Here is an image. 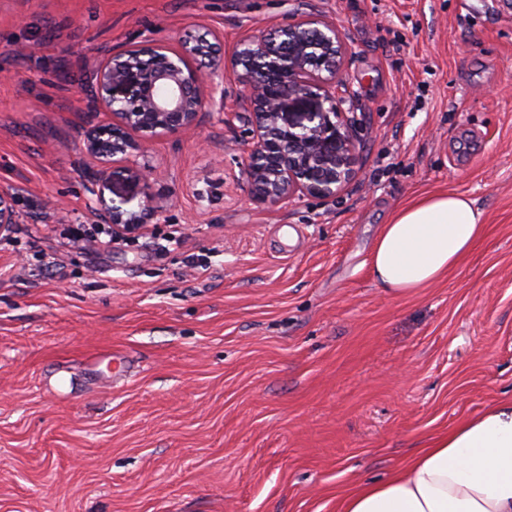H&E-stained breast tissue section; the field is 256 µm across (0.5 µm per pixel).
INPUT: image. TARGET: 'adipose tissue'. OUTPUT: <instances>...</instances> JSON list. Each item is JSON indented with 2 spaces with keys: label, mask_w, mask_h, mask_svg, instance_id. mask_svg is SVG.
Segmentation results:
<instances>
[{
  "label": "adipose tissue",
  "mask_w": 512,
  "mask_h": 512,
  "mask_svg": "<svg viewBox=\"0 0 512 512\" xmlns=\"http://www.w3.org/2000/svg\"><path fill=\"white\" fill-rule=\"evenodd\" d=\"M484 235L482 213L458 193L421 197L382 225L374 279L395 296L429 287L459 266ZM341 512H512V399L463 418L380 481L341 498Z\"/></svg>",
  "instance_id": "1"
}]
</instances>
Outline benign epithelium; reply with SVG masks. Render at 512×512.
<instances>
[{"mask_svg": "<svg viewBox=\"0 0 512 512\" xmlns=\"http://www.w3.org/2000/svg\"><path fill=\"white\" fill-rule=\"evenodd\" d=\"M194 51L132 44L109 53L93 75L86 111L103 112L109 121L85 130L83 149L100 161L95 181L121 188L101 216L115 240L136 233L160 211L148 195L153 169L135 160L142 142L182 135L198 126L202 113L224 111V89L189 62ZM345 53L336 23L315 18L248 36L230 52L228 65L246 89L247 177L255 203L333 199L356 177L351 128L357 117L336 94ZM139 193V211L127 209ZM11 200L0 189V233L16 223Z\"/></svg>", "mask_w": 512, "mask_h": 512, "instance_id": "obj_1", "label": "benign epithelium"}]
</instances>
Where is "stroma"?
I'll use <instances>...</instances> for the list:
<instances>
[{"mask_svg": "<svg viewBox=\"0 0 512 512\" xmlns=\"http://www.w3.org/2000/svg\"><path fill=\"white\" fill-rule=\"evenodd\" d=\"M335 21L363 148L336 198L258 205L240 87L148 141L160 212L112 243L76 88L109 51L204 72L292 19ZM28 46L14 55L15 46ZM0 512H339L416 448L512 399V7L497 0H0ZM485 239L386 293L370 255L421 196ZM86 229V246L62 238ZM207 273H198L197 264Z\"/></svg>", "mask_w": 512, "mask_h": 512, "instance_id": "obj_1", "label": "stroma"}]
</instances>
